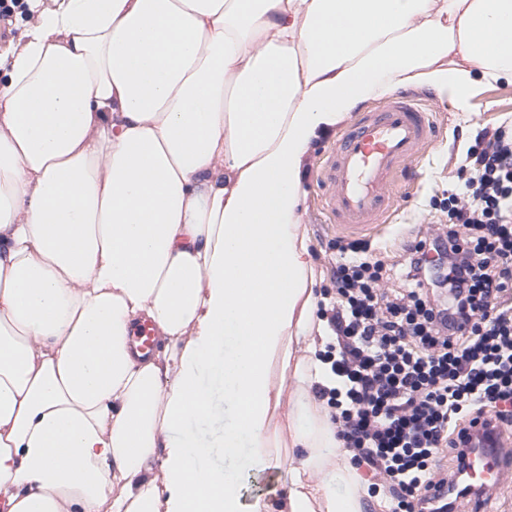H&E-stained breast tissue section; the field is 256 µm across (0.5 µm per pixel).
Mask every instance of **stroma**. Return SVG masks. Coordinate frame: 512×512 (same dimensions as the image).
I'll use <instances>...</instances> for the list:
<instances>
[{"label": "stroma", "mask_w": 512, "mask_h": 512, "mask_svg": "<svg viewBox=\"0 0 512 512\" xmlns=\"http://www.w3.org/2000/svg\"><path fill=\"white\" fill-rule=\"evenodd\" d=\"M425 106L437 126L436 142L399 175L397 188L405 192V200L390 209L382 224L364 237L365 242L389 257L399 255L404 241L419 233L431 234L438 224L442 204L457 182L462 145L473 143L486 124L512 125V85L495 83L484 87L463 111L432 96ZM335 143L332 134L316 142L305 181L307 196L302 220L313 254L317 286L321 289L333 285L337 234L323 208L325 190L318 184L317 174ZM285 479L286 471L282 468H248L240 488L243 503H251L258 496L278 500Z\"/></svg>", "instance_id": "obj_1"}]
</instances>
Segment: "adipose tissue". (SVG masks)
I'll return each mask as SVG.
<instances>
[{
	"instance_id": "ef3b65f1",
	"label": "adipose tissue",
	"mask_w": 512,
	"mask_h": 512,
	"mask_svg": "<svg viewBox=\"0 0 512 512\" xmlns=\"http://www.w3.org/2000/svg\"><path fill=\"white\" fill-rule=\"evenodd\" d=\"M28 5L0 55V512H361L309 393L335 380L308 158L366 101L512 84V0ZM244 456L287 462L281 506L242 503ZM25 10H17L12 18V24L6 30L5 36L0 38V55L8 53L14 47L23 33V24L25 20ZM128 342L134 351L151 357L157 349L158 336L151 324L140 322L131 329Z\"/></svg>"
}]
</instances>
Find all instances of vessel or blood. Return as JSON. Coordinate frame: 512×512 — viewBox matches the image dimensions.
I'll return each instance as SVG.
<instances>
[{"label": "vessel or blood", "instance_id": "vessel-or-blood-1", "mask_svg": "<svg viewBox=\"0 0 512 512\" xmlns=\"http://www.w3.org/2000/svg\"><path fill=\"white\" fill-rule=\"evenodd\" d=\"M436 129L422 101L412 94H394L384 106L362 113L338 139L319 171L326 188L324 206L341 233L370 232L385 211L399 200L395 176L431 145ZM131 348L152 356L158 344L153 326L135 325ZM467 463L470 477L479 481L482 494L474 500L476 512H493L485 497L512 481V444L497 441L494 449H475Z\"/></svg>", "mask_w": 512, "mask_h": 512}]
</instances>
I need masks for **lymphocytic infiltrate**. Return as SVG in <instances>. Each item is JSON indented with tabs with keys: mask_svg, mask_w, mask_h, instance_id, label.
<instances>
[{
	"mask_svg": "<svg viewBox=\"0 0 512 512\" xmlns=\"http://www.w3.org/2000/svg\"><path fill=\"white\" fill-rule=\"evenodd\" d=\"M458 179L447 223L402 261L338 245L319 303L341 386L313 393L388 512H454L472 493L457 450L468 427L487 415L512 431V127L482 128ZM431 486L446 496L426 501Z\"/></svg>",
	"mask_w": 512,
	"mask_h": 512,
	"instance_id": "1",
	"label": "lymphocytic infiltrate"
}]
</instances>
